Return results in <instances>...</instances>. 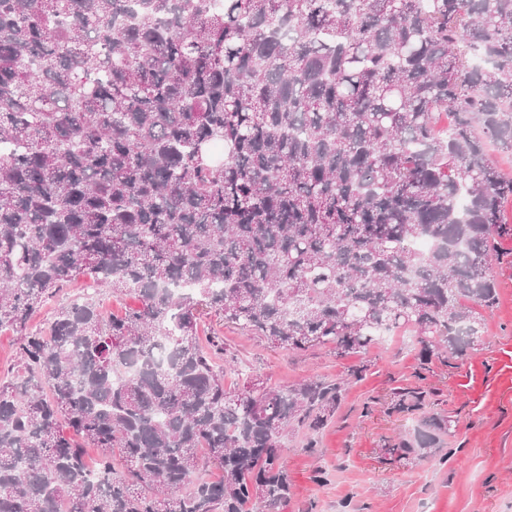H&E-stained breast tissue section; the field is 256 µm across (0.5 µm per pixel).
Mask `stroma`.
<instances>
[{"label": "stroma", "instance_id": "stroma-1", "mask_svg": "<svg viewBox=\"0 0 512 512\" xmlns=\"http://www.w3.org/2000/svg\"><path fill=\"white\" fill-rule=\"evenodd\" d=\"M498 298L486 312L481 339L458 368L433 361L420 369L413 333L396 332L368 354L336 356L327 350L293 354L211 315L206 324L224 339L236 365L224 385L248 379L289 385L309 375L333 378L365 366L349 386L334 418L317 435L288 436L292 492L283 512H512V265L495 269ZM431 392L432 413L454 422L448 461L399 459L387 453L408 433L411 421L389 413L394 389ZM326 472L318 483L317 472Z\"/></svg>", "mask_w": 512, "mask_h": 512}]
</instances>
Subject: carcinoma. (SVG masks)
<instances>
[{
    "label": "carcinoma",
    "instance_id": "carcinoma-1",
    "mask_svg": "<svg viewBox=\"0 0 512 512\" xmlns=\"http://www.w3.org/2000/svg\"><path fill=\"white\" fill-rule=\"evenodd\" d=\"M223 2L0 0V512H280L287 433L314 450L367 366L227 389L211 313L339 357L407 329L460 366L496 304L512 0ZM81 278L137 306L28 328ZM393 409L419 419L390 452L450 456L424 392ZM17 336L11 330L0 332V378L5 379L17 370Z\"/></svg>",
    "mask_w": 512,
    "mask_h": 512
}]
</instances>
